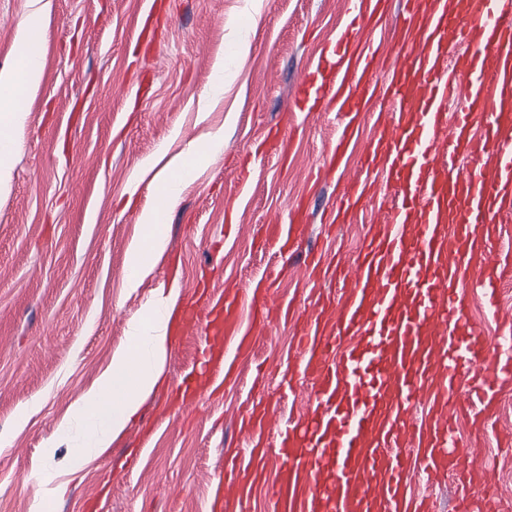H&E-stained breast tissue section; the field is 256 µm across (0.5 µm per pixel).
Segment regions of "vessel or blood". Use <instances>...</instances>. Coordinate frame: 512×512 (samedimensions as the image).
Segmentation results:
<instances>
[{
    "label": "vessel or blood",
    "instance_id": "vessel-or-blood-1",
    "mask_svg": "<svg viewBox=\"0 0 512 512\" xmlns=\"http://www.w3.org/2000/svg\"><path fill=\"white\" fill-rule=\"evenodd\" d=\"M391 0H351L348 19L324 54L312 58L283 114L336 112L338 136L323 165L343 187L331 221L345 224L379 193L377 212L339 300L292 314L271 303V285L251 291L252 322L240 319L236 291L208 304L198 368L172 394L181 410L232 378L228 347L247 352L267 323L294 316L298 351L284 381L313 376L298 417L278 421L263 403L240 418L248 449L225 458L216 504H244L276 457L268 494L278 512H436L411 495L415 478L451 483L452 512H488L496 472L479 449L458 441L497 430L499 401L512 387V323L496 336L472 320L471 292L488 309L512 281L504 221L512 216V0H479L451 10L448 0H398L401 26L391 42L397 67L379 70L376 33ZM461 56H453V49ZM465 97L466 106L447 104ZM382 98L370 139L360 129ZM304 206L265 227L284 261L301 252ZM429 404L428 420L415 413ZM276 433L269 452L263 436Z\"/></svg>",
    "mask_w": 512,
    "mask_h": 512
}]
</instances>
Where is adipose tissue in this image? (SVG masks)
<instances>
[{
    "label": "adipose tissue",
    "mask_w": 512,
    "mask_h": 512,
    "mask_svg": "<svg viewBox=\"0 0 512 512\" xmlns=\"http://www.w3.org/2000/svg\"><path fill=\"white\" fill-rule=\"evenodd\" d=\"M38 19V14H31L17 37L18 66L0 71V190L11 178L15 146L8 132L22 126L23 101L38 90L41 82L42 59L32 47V33ZM142 219L146 233L127 258L128 281L133 285L148 272L154 255L163 247L162 213L150 210ZM176 298V289H158L144 304L141 315L128 325L131 352L114 353L96 384L71 406L59 434L73 443L72 469H81L85 462L111 448L143 398L158 386L168 352L169 319Z\"/></svg>",
    "instance_id": "obj_1"
}]
</instances>
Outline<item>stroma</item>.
<instances>
[{"mask_svg":"<svg viewBox=\"0 0 512 512\" xmlns=\"http://www.w3.org/2000/svg\"><path fill=\"white\" fill-rule=\"evenodd\" d=\"M33 7L0 0V69L15 66ZM348 8L347 0H264L256 19L245 0H50L35 33L41 86L24 102L10 185L0 191V512H87L103 488L102 512H210L224 451L242 445L236 417L254 394L255 369L278 362L292 325L270 324L236 378L221 393L204 392L190 416L170 407L169 394L195 364L198 334L170 340L157 388L110 451L79 473L69 471L72 447L58 427L127 348L129 321L159 288H178L183 303L201 287L245 292L269 277L276 295L309 304L302 260L282 268L256 232L306 194V243L321 246L335 186L311 189L309 175L336 140V115L300 118L291 163L254 153ZM240 33L251 42L243 57L233 51ZM219 63L224 95L212 99ZM218 130L223 151L191 167L177 203L164 209L152 272L128 287L141 216L161 207L157 171ZM372 218L367 210L338 227L337 264L353 260ZM312 391L309 380L280 390L273 373L259 396L286 417Z\"/></svg>","mask_w":512,"mask_h":512,"instance_id":"stroma-1","label":"stroma"}]
</instances>
